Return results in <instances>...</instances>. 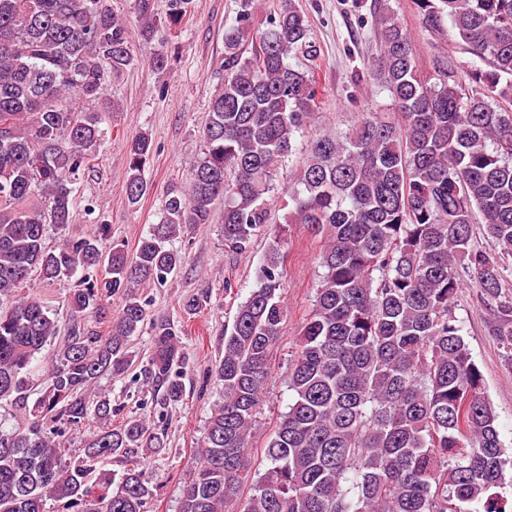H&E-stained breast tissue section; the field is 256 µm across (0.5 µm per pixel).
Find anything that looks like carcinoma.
<instances>
[{
	"label": "carcinoma",
	"mask_w": 512,
	"mask_h": 512,
	"mask_svg": "<svg viewBox=\"0 0 512 512\" xmlns=\"http://www.w3.org/2000/svg\"><path fill=\"white\" fill-rule=\"evenodd\" d=\"M191 0H168L178 25ZM421 25H451L465 52L487 63H438L421 75L411 34L376 0L378 52L369 79L390 104L361 114L348 132L324 131L287 189L285 224L269 235L256 284L224 333L212 372L223 382L180 512H512L499 493L505 457L497 415L455 314L466 285L491 311L488 333L512 365V0H415ZM256 0L224 27V86L202 128V156L187 186L171 187L157 224L134 253L107 224L51 246L49 224L73 220V182L90 168L101 116L83 104L106 95L135 62L133 34L107 0H0V401L27 405L31 364L57 333L40 297L18 296L33 273L78 276L61 355L41 373L28 426L0 431V512H145L152 482L132 465L91 481L62 463L60 423L102 427L90 460L160 448L141 419L112 427L99 378L133 366L128 342L150 321L151 378L166 402L183 397L181 329L150 317L137 288L162 283L183 263L167 247L211 221L224 201V249L239 254L271 221L274 181L314 119L322 90L320 48L307 17L281 0L255 23ZM140 36L155 25L153 0H137ZM303 58L309 65L291 63ZM147 133L128 145L127 201L147 191ZM323 241L311 311L288 368L291 401L263 448L245 461L270 355L282 335L288 225ZM494 244L474 243L475 230ZM104 275L97 276L98 270ZM124 296L106 336L85 327L105 297Z\"/></svg>",
	"instance_id": "carcinoma-1"
}]
</instances>
